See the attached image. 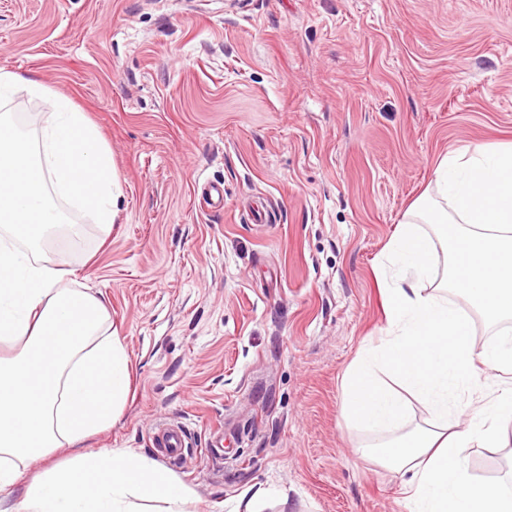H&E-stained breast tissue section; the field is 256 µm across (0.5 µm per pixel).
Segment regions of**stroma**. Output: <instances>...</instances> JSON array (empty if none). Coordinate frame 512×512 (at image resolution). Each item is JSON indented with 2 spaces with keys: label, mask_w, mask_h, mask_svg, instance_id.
Masks as SVG:
<instances>
[{
  "label": "stroma",
  "mask_w": 512,
  "mask_h": 512,
  "mask_svg": "<svg viewBox=\"0 0 512 512\" xmlns=\"http://www.w3.org/2000/svg\"><path fill=\"white\" fill-rule=\"evenodd\" d=\"M0 69L112 152V232L64 260L132 386L86 450L162 464L181 427L188 512L259 488L262 512H410L344 380L386 337L378 263L439 161L512 144V0H0ZM156 447L173 456H180L185 446V433L179 427H163L158 431Z\"/></svg>",
  "instance_id": "stroma-1"
}]
</instances>
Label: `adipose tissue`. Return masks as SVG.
Returning <instances> with one entry per match:
<instances>
[{
  "instance_id": "1",
  "label": "adipose tissue",
  "mask_w": 512,
  "mask_h": 512,
  "mask_svg": "<svg viewBox=\"0 0 512 512\" xmlns=\"http://www.w3.org/2000/svg\"><path fill=\"white\" fill-rule=\"evenodd\" d=\"M47 111L22 126L0 113V512H185L191 490L132 452L83 451L129 391L130 360L102 298L73 288V272L42 249L46 235L89 217L112 231V153L75 102L38 77L0 72V103L18 90ZM437 197H421L386 247L391 274L385 342L363 350L345 383L342 415L374 434L384 463L411 473V512H512V479L493 486L467 469L473 444L493 448L512 421V387L475 396L481 369L512 372V332L476 346L461 294L483 320L512 318V147L456 149L439 163ZM444 278L424 288L437 260ZM432 412L408 427L407 395ZM63 448L66 462L24 475ZM22 497L11 501L14 487Z\"/></svg>"
}]
</instances>
